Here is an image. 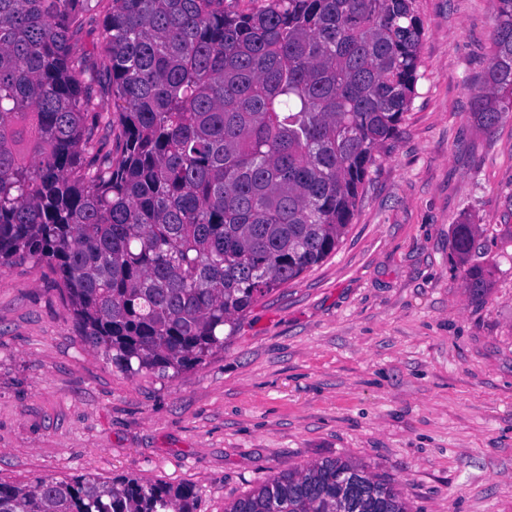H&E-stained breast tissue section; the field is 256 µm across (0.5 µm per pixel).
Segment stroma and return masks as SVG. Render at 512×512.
<instances>
[{"label":"stroma","instance_id":"stroma-1","mask_svg":"<svg viewBox=\"0 0 512 512\" xmlns=\"http://www.w3.org/2000/svg\"><path fill=\"white\" fill-rule=\"evenodd\" d=\"M411 106L323 264L258 298L176 377L78 337L43 263L0 268V482L130 476L224 512L273 474L342 458L412 512H512V115H471L491 0H415ZM479 227L474 298L452 250ZM463 280L465 287L477 296L484 294L490 286L489 271L481 265H470L465 270Z\"/></svg>","mask_w":512,"mask_h":512}]
</instances>
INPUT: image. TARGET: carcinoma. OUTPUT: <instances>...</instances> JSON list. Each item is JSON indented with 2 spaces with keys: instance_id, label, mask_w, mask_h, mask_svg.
Returning <instances> with one entry per match:
<instances>
[{
  "instance_id": "1",
  "label": "carcinoma",
  "mask_w": 512,
  "mask_h": 512,
  "mask_svg": "<svg viewBox=\"0 0 512 512\" xmlns=\"http://www.w3.org/2000/svg\"><path fill=\"white\" fill-rule=\"evenodd\" d=\"M0 0V267L58 277L81 341L125 373L175 374L224 348L261 296L337 249L417 82L414 0ZM484 130L512 112V0H492ZM102 24L105 54L78 45ZM112 115L98 110L100 73ZM477 225L457 224L469 262ZM479 296L489 271L473 264ZM0 512H195L184 485L0 483ZM224 512H411L394 483L325 460Z\"/></svg>"
}]
</instances>
